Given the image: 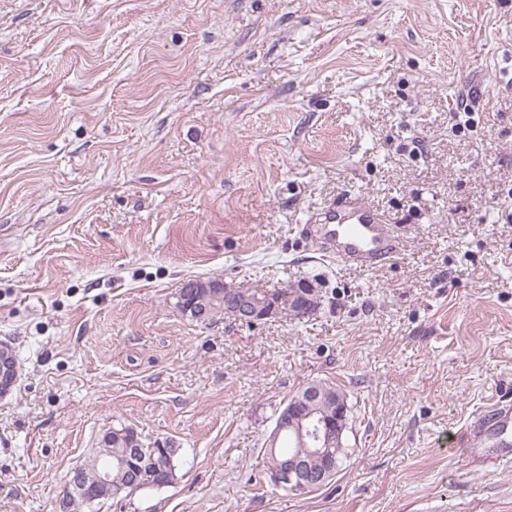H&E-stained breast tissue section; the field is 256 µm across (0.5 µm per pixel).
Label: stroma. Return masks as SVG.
Listing matches in <instances>:
<instances>
[{
    "mask_svg": "<svg viewBox=\"0 0 512 512\" xmlns=\"http://www.w3.org/2000/svg\"><path fill=\"white\" fill-rule=\"evenodd\" d=\"M510 189L512 0H0V512H61L120 425L177 480L98 512H512V464L457 442L512 388ZM347 193L391 263L301 236ZM196 277L322 305L204 326ZM313 380L350 458L299 496L264 446Z\"/></svg>",
    "mask_w": 512,
    "mask_h": 512,
    "instance_id": "1",
    "label": "stroma"
}]
</instances>
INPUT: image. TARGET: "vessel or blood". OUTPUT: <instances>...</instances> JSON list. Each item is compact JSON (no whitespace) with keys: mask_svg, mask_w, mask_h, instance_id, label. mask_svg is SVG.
<instances>
[{"mask_svg":"<svg viewBox=\"0 0 512 512\" xmlns=\"http://www.w3.org/2000/svg\"><path fill=\"white\" fill-rule=\"evenodd\" d=\"M308 235L320 240L344 263L360 269H371L392 258L400 248V240L384 216L359 194L347 195L330 204L316 223L307 225ZM495 444L494 456L472 452L477 465L512 462V403L497 402L480 423Z\"/></svg>","mask_w":512,"mask_h":512,"instance_id":"b4317fda","label":"vessel or blood"}]
</instances>
